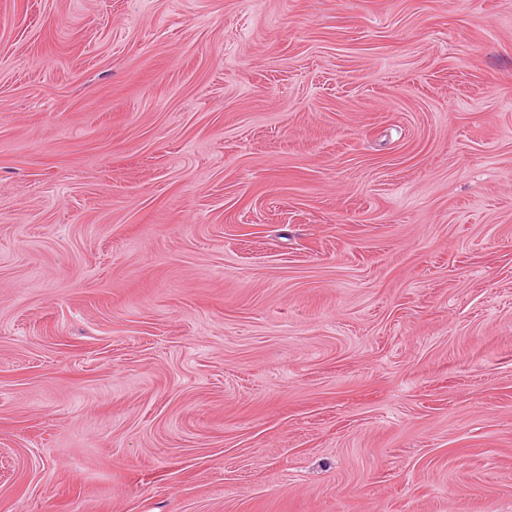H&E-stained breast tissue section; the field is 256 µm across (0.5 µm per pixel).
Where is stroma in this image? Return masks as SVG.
I'll list each match as a JSON object with an SVG mask.
<instances>
[{"label":"stroma","mask_w":512,"mask_h":512,"mask_svg":"<svg viewBox=\"0 0 512 512\" xmlns=\"http://www.w3.org/2000/svg\"><path fill=\"white\" fill-rule=\"evenodd\" d=\"M0 512H512V0H0Z\"/></svg>","instance_id":"1"}]
</instances>
